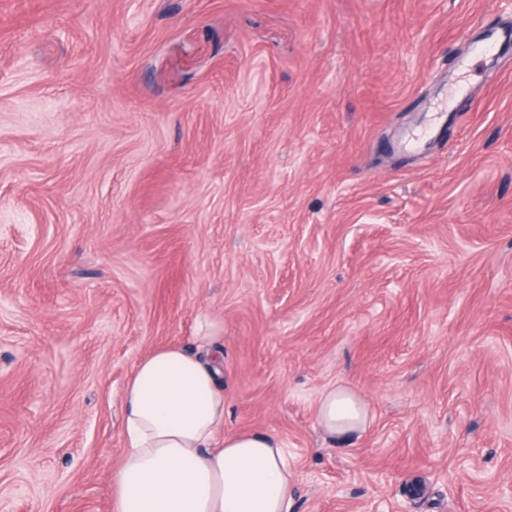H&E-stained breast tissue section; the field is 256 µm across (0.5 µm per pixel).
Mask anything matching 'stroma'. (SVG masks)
<instances>
[{
	"label": "stroma",
	"mask_w": 512,
	"mask_h": 512,
	"mask_svg": "<svg viewBox=\"0 0 512 512\" xmlns=\"http://www.w3.org/2000/svg\"><path fill=\"white\" fill-rule=\"evenodd\" d=\"M501 28L512 0H0V512H110L127 379L203 318L291 512H512ZM333 386L364 430L317 426Z\"/></svg>",
	"instance_id": "obj_1"
}]
</instances>
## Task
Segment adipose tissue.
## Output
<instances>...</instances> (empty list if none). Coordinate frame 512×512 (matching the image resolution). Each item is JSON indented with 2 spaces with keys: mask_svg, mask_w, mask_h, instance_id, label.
I'll use <instances>...</instances> for the list:
<instances>
[{
  "mask_svg": "<svg viewBox=\"0 0 512 512\" xmlns=\"http://www.w3.org/2000/svg\"><path fill=\"white\" fill-rule=\"evenodd\" d=\"M195 349H156L122 394L124 452L112 476V512H290L283 443L224 429V355L214 326ZM316 422L328 435L361 430L367 411L343 388L326 390Z\"/></svg>",
  "mask_w": 512,
  "mask_h": 512,
  "instance_id": "ef3b65f1",
  "label": "adipose tissue"
}]
</instances>
